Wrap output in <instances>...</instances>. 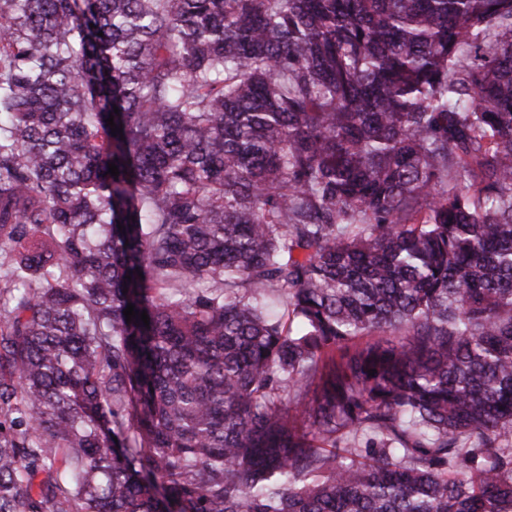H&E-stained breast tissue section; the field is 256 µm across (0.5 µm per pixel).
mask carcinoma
I'll use <instances>...</instances> for the list:
<instances>
[{
  "instance_id": "obj_1",
  "label": "carcinoma",
  "mask_w": 512,
  "mask_h": 512,
  "mask_svg": "<svg viewBox=\"0 0 512 512\" xmlns=\"http://www.w3.org/2000/svg\"><path fill=\"white\" fill-rule=\"evenodd\" d=\"M0 512H512V0H0Z\"/></svg>"
}]
</instances>
